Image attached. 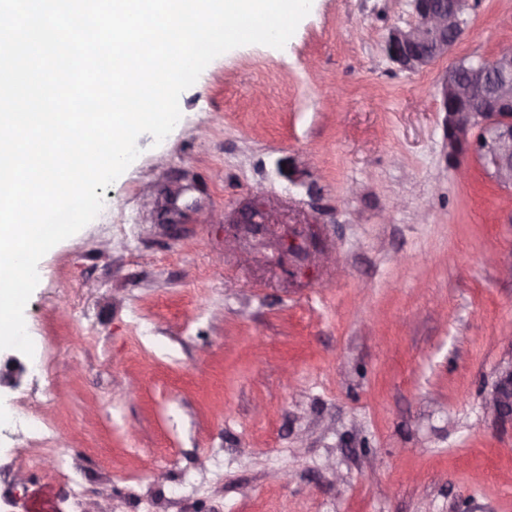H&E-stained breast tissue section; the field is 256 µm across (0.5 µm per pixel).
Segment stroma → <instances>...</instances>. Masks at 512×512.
I'll list each match as a JSON object with an SVG mask.
<instances>
[{"mask_svg": "<svg viewBox=\"0 0 512 512\" xmlns=\"http://www.w3.org/2000/svg\"><path fill=\"white\" fill-rule=\"evenodd\" d=\"M410 0H313L233 49L38 264L0 381V512H512V188L448 162L439 85L512 41L475 0L419 72ZM260 200L252 235L223 214ZM485 410L494 418L512 422V365L498 371L485 398Z\"/></svg>", "mask_w": 512, "mask_h": 512, "instance_id": "stroma-1", "label": "stroma"}]
</instances>
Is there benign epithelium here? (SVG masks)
Here are the masks:
<instances>
[{
	"mask_svg": "<svg viewBox=\"0 0 512 512\" xmlns=\"http://www.w3.org/2000/svg\"><path fill=\"white\" fill-rule=\"evenodd\" d=\"M416 20L392 29L389 58L418 72L448 55L465 31L472 0H411ZM438 95L445 112L448 161L474 153L501 184L512 185V42L501 45L488 63L473 61L448 69ZM226 224L258 228L269 223L268 210L255 202L224 214ZM485 410L512 422V365L498 371L485 398Z\"/></svg>",
	"mask_w": 512,
	"mask_h": 512,
	"instance_id": "benign-epithelium-1",
	"label": "benign epithelium"
}]
</instances>
